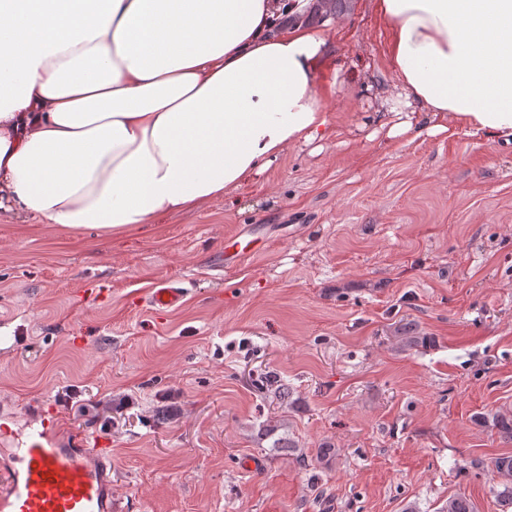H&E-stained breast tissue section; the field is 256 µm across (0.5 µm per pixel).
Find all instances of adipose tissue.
Wrapping results in <instances>:
<instances>
[{"label":"adipose tissue","mask_w":512,"mask_h":512,"mask_svg":"<svg viewBox=\"0 0 512 512\" xmlns=\"http://www.w3.org/2000/svg\"><path fill=\"white\" fill-rule=\"evenodd\" d=\"M315 0H0V204L123 234L237 190L329 133ZM387 136L512 140V0H377ZM419 105L416 116L401 107Z\"/></svg>","instance_id":"obj_1"}]
</instances>
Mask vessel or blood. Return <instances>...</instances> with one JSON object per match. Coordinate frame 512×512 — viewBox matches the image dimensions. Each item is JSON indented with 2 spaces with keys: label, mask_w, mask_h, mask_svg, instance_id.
Listing matches in <instances>:
<instances>
[{
  "label": "vessel or blood",
  "mask_w": 512,
  "mask_h": 512,
  "mask_svg": "<svg viewBox=\"0 0 512 512\" xmlns=\"http://www.w3.org/2000/svg\"><path fill=\"white\" fill-rule=\"evenodd\" d=\"M182 288L149 289L145 301L164 312L185 297ZM59 413L33 421L18 448L0 460V512H112V454L98 439L76 436L59 445Z\"/></svg>",
  "instance_id": "1"
}]
</instances>
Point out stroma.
<instances>
[{"mask_svg":"<svg viewBox=\"0 0 512 512\" xmlns=\"http://www.w3.org/2000/svg\"><path fill=\"white\" fill-rule=\"evenodd\" d=\"M316 64L328 137L115 237L0 211V415L108 441L112 512H501L512 455V142L387 138L375 0ZM259 239L216 264L234 235ZM188 291L146 309L147 288ZM430 346H402L405 327ZM272 372L292 408L254 381ZM330 467L312 466L323 443ZM492 472L495 477L500 479L493 490L500 505L506 509L502 512H509L508 509H512V456L496 457L493 461ZM497 487H502V489H497Z\"/></svg>","mask_w":512,"mask_h":512,"instance_id":"1","label":"stroma"}]
</instances>
